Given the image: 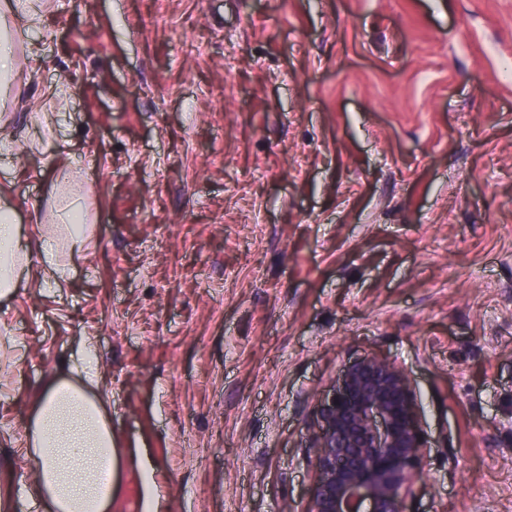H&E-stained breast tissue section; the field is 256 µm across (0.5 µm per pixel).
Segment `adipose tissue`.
Segmentation results:
<instances>
[{
	"mask_svg": "<svg viewBox=\"0 0 512 512\" xmlns=\"http://www.w3.org/2000/svg\"><path fill=\"white\" fill-rule=\"evenodd\" d=\"M35 246L54 260L50 239L32 244L22 237L15 210L0 205V300L14 294ZM27 455L38 472L28 497L46 512H108L116 487L102 484L100 471L114 459L112 428L101 401L68 376L47 377L28 424Z\"/></svg>",
	"mask_w": 512,
	"mask_h": 512,
	"instance_id": "obj_1",
	"label": "adipose tissue"
}]
</instances>
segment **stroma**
<instances>
[{
  "instance_id": "obj_1",
  "label": "stroma",
  "mask_w": 512,
  "mask_h": 512,
  "mask_svg": "<svg viewBox=\"0 0 512 512\" xmlns=\"http://www.w3.org/2000/svg\"><path fill=\"white\" fill-rule=\"evenodd\" d=\"M45 3L0 198L62 276L32 254L0 304V498L42 512L26 424L90 360L112 512H308L318 405L377 355L415 383L409 512H512V0Z\"/></svg>"
}]
</instances>
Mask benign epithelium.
Listing matches in <instances>:
<instances>
[{
    "instance_id": "7a95c632",
    "label": "benign epithelium",
    "mask_w": 512,
    "mask_h": 512,
    "mask_svg": "<svg viewBox=\"0 0 512 512\" xmlns=\"http://www.w3.org/2000/svg\"><path fill=\"white\" fill-rule=\"evenodd\" d=\"M316 426L309 512H408L425 443L402 365L374 356L345 365Z\"/></svg>"
}]
</instances>
